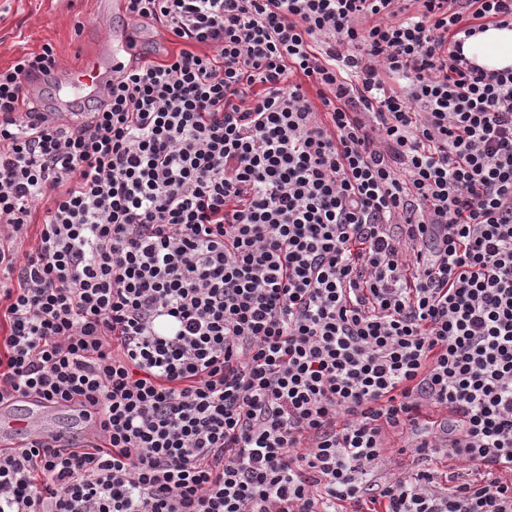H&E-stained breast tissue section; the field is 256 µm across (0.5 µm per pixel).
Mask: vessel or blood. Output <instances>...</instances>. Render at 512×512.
Segmentation results:
<instances>
[{
    "mask_svg": "<svg viewBox=\"0 0 512 512\" xmlns=\"http://www.w3.org/2000/svg\"><path fill=\"white\" fill-rule=\"evenodd\" d=\"M135 40L131 26L112 29L103 38L98 55L77 66L62 67L57 79L67 90L65 100L69 108L53 113V120L66 126L86 122L88 115L81 111V103L100 100L115 71L127 69ZM27 403L29 413L23 417L14 415L9 407L0 408V446L8 448L22 443L49 442L56 437L68 438V429L58 423L68 413L64 403L34 397L28 398Z\"/></svg>",
    "mask_w": 512,
    "mask_h": 512,
    "instance_id": "vessel-or-blood-1",
    "label": "vessel or blood"
}]
</instances>
